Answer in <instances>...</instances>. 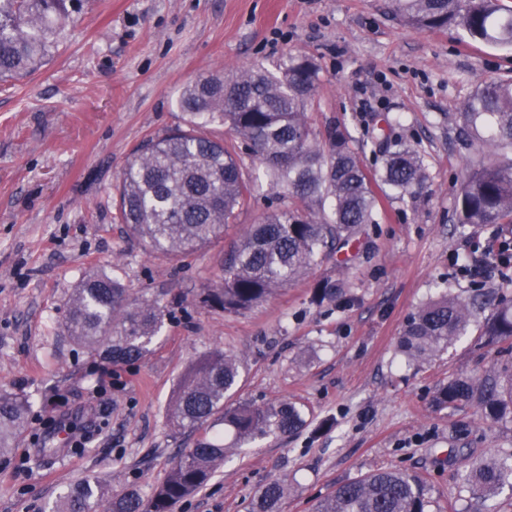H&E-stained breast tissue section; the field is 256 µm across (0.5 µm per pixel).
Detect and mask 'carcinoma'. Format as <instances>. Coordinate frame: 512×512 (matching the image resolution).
<instances>
[{
  "label": "carcinoma",
  "mask_w": 512,
  "mask_h": 512,
  "mask_svg": "<svg viewBox=\"0 0 512 512\" xmlns=\"http://www.w3.org/2000/svg\"><path fill=\"white\" fill-rule=\"evenodd\" d=\"M399 13L414 29H440L459 20L467 35L512 48V10L497 0H396ZM74 0H0V82L23 77L47 62L74 23ZM318 86V68L307 56L289 55L271 70L256 64L237 72H210L183 89L180 107L187 128L145 141L123 168L119 208L124 223L148 250L165 258L197 253L224 236L254 190L235 146L207 137L201 127L220 123L265 168L270 189L288 191L293 206L253 225L225 258L222 274L206 300L228 313L250 310L278 288L322 260L358 243L357 235L377 223L373 179L350 135L330 126L315 131L307 112ZM465 147L491 152L464 173L457 198V223L493 226L512 223V81H485L458 113ZM395 124L374 142L384 158L378 181L400 197L423 188L426 176L417 150L393 136ZM342 285L320 281L318 303L342 296ZM491 308L484 320L487 342L512 337V305L476 290L468 300L446 291L421 306L405 325L399 351L424 358L466 332L474 310ZM164 325L153 304L133 302L108 274L91 273L74 289L67 317L73 339L94 351L104 349L114 363L151 354L150 345ZM240 378L236 359L221 351L203 357L183 378L168 407L172 427L194 435L166 480L150 497L136 487L109 493L100 480L71 485L48 512H172L181 500L202 488L229 448L224 430L236 439L256 441L288 436L301 429V411L286 401L271 406L226 404ZM439 404L475 403L493 420L512 418V376L482 381L456 378L438 392ZM30 402L0 392V455L15 441ZM224 429L218 430L216 426ZM466 487L488 502L512 489V461L486 458L470 465ZM286 485L266 484L249 512H278ZM426 488L417 477L378 470L345 483L324 498L316 512H429Z\"/></svg>",
  "instance_id": "carcinoma-1"
}]
</instances>
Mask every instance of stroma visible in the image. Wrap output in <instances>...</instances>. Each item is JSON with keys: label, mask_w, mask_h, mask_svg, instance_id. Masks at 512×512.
Instances as JSON below:
<instances>
[{"label": "stroma", "mask_w": 512, "mask_h": 512, "mask_svg": "<svg viewBox=\"0 0 512 512\" xmlns=\"http://www.w3.org/2000/svg\"><path fill=\"white\" fill-rule=\"evenodd\" d=\"M289 54L317 65L308 113L316 129L344 124L371 171L382 165L368 148L378 120L400 119L426 182L412 199L379 193L378 221L344 268L322 261L252 310L227 313L205 302L206 290L251 225L287 209V193L270 191L262 167L240 151L257 190L237 222L206 249L165 259L123 224L116 185L143 141L182 124L185 84ZM490 79L512 80V51L471 40L457 23L413 30L394 0H84L48 63L0 84V391L31 404L13 454L0 456V512H43L86 479L115 493L162 484L193 441L169 426L168 404L190 366L216 349L240 362L232 403L287 400L306 424L249 443L225 434L227 461L174 512H247L276 479L288 485L279 512H314L339 485L379 468L421 478L431 512H479L464 476L473 460L512 452V422L434 396L457 377L512 373V338L486 345L474 324L414 362L396 344L440 291L512 297L489 248L512 238V224L456 227L462 176L482 157L464 148L456 116ZM478 258L487 276L461 273ZM92 271L161 308L151 355L112 367L70 337V297ZM336 276L346 296L313 302L316 284ZM98 399L109 422L84 453L48 434Z\"/></svg>", "instance_id": "stroma-1"}]
</instances>
